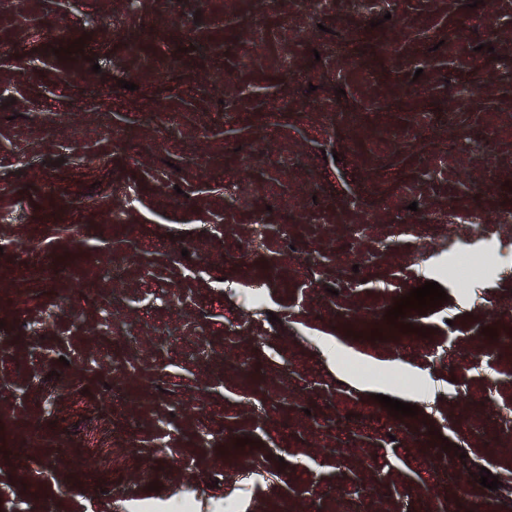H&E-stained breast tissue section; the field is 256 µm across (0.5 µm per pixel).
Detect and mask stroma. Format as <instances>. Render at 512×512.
<instances>
[{"instance_id":"1","label":"stroma","mask_w":512,"mask_h":512,"mask_svg":"<svg viewBox=\"0 0 512 512\" xmlns=\"http://www.w3.org/2000/svg\"><path fill=\"white\" fill-rule=\"evenodd\" d=\"M348 2L0 0V512H512V0ZM497 256L495 253L482 249H475L463 256L457 265L453 280L464 285L484 274L486 269L494 264Z\"/></svg>"}]
</instances>
